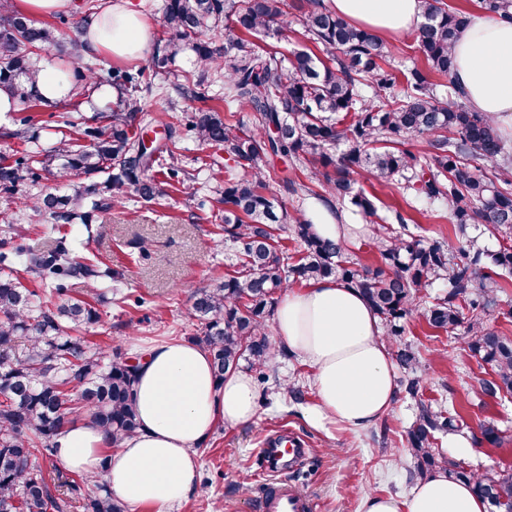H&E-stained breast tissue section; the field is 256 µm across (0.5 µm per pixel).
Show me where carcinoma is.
Masks as SVG:
<instances>
[{
	"instance_id": "1",
	"label": "carcinoma",
	"mask_w": 512,
	"mask_h": 512,
	"mask_svg": "<svg viewBox=\"0 0 512 512\" xmlns=\"http://www.w3.org/2000/svg\"><path fill=\"white\" fill-rule=\"evenodd\" d=\"M479 4L485 13L512 23V0ZM295 8L302 35L325 57L297 49L286 58L246 38L287 37L292 26L287 0H165L166 37L152 64L112 71L118 97L106 128L85 131L91 143L82 146L64 132L72 120L65 117L54 126L52 152L61 160L57 176L105 173L106 179L70 195L49 193L23 202L30 222L79 221L88 229L97 213L132 191L147 200L158 196L157 183L147 176L155 167L168 185L183 183L175 139L182 128L234 162L218 203L239 268L194 300L199 321L194 341L209 352L215 378L246 368L267 381L275 352L264 325L276 294L292 282L332 277L360 292L389 336L400 335L402 322L420 302L426 303L425 317L434 329L451 332L467 324L472 352L494 371L492 379L481 381L482 394H512V336L485 326L498 306L503 274L512 273V154L495 118L469 108L452 79L453 45L470 13L443 0H423V21L413 41L424 68L398 72L381 36L336 15L324 0H298ZM210 20L225 22L222 47L205 34ZM57 33L54 26L14 10L11 0H0V89L24 107L37 97L38 57L64 52ZM188 50L201 76L209 68L224 72V101L253 113L252 127L236 121L232 110L189 113L173 102L159 119L168 129V143L149 147L137 130L145 120L144 99L166 89L169 65ZM433 76L446 80L447 99L438 97ZM365 88L370 94H362ZM416 138L428 148L425 171L405 148ZM342 144L347 149L336 152ZM276 158L310 168L325 203L348 202L371 219L379 266H355L349 243L318 236L304 210L276 211L275 198L266 192ZM45 170L40 152L26 150L12 163L0 164V190L9 192L24 179L35 185ZM361 174L383 185L405 181L417 198L446 205L459 229L483 226L498 248L454 244L443 236L422 240L399 212L398 231L385 220H373V201L356 188ZM275 224L284 225L299 245L291 263L274 235ZM20 271L49 294L27 288ZM116 279L110 267L78 255L64 237L52 245L0 252V512H67L76 501L83 512H124L103 479L79 475L66 484L62 497L34 463L39 455L56 454L55 438L79 410L115 446L138 429L137 359L115 349L106 363L102 349L67 333L99 321L95 306L70 296V286L82 283L104 303L101 286ZM437 279L448 281V294L429 301L422 290ZM396 359L409 373L418 364L410 346L399 348ZM453 430V417L429 405L418 407L407 435L417 459L414 477L444 471L472 482L498 512H512V471L479 476L434 452L436 433ZM92 482L99 493L89 495Z\"/></svg>"
}]
</instances>
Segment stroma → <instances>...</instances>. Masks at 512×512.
Listing matches in <instances>:
<instances>
[{
	"label": "stroma",
	"instance_id": "obj_1",
	"mask_svg": "<svg viewBox=\"0 0 512 512\" xmlns=\"http://www.w3.org/2000/svg\"><path fill=\"white\" fill-rule=\"evenodd\" d=\"M112 106L109 100L93 104L87 96L38 102L28 109L25 125L19 121L21 114L12 112L0 118V156L36 145L48 148L45 129L62 115L82 129L106 126ZM178 145L179 162L188 173L184 184L166 188L153 201L129 195L123 204L99 214L105 226L101 235L91 237L82 225L72 226V238L87 243L90 253L119 275L118 300L100 306V321L74 330L73 338L127 354L155 341L193 339L198 325L192 309L195 292L215 287L232 270L234 248L216 234L221 222L217 198L224 182L213 179L203 163L211 157L224 167L228 160L223 152L183 135ZM90 181L82 174L67 180L47 175L36 187L19 182L14 192H0V212L15 215L26 243H51L59 235L57 225L30 224L22 211L23 198L40 192L68 195ZM358 185L372 195L378 216H412L411 230L420 238L443 235L456 243L476 240L489 251L498 247L483 228L459 229L444 205L416 201L402 185L382 188L363 179ZM385 343L392 351L403 345L418 350L416 395L397 391L392 408L373 426L345 431L315 419L316 394L308 366L295 355H277L270 380L256 385V418L245 425H217L202 442L197 487L175 512H259L265 488L274 481L308 495L313 512H361L368 495L407 498L415 486L407 433L421 402L455 418L454 431L438 434L437 453L471 472L512 469V396L480 394V380L491 378L492 371L471 351L466 327L451 333L431 328L420 303L400 335L386 337ZM291 385L300 387L301 400L288 395ZM486 423L498 428L497 443L484 440L481 427ZM272 435L294 438L305 450L303 459L278 473L265 472L259 450Z\"/></svg>",
	"mask_w": 512,
	"mask_h": 512
}]
</instances>
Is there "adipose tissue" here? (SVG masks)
<instances>
[{"mask_svg": "<svg viewBox=\"0 0 512 512\" xmlns=\"http://www.w3.org/2000/svg\"><path fill=\"white\" fill-rule=\"evenodd\" d=\"M351 23L383 34H407L422 20L421 0H330ZM83 53L126 59L149 48L152 34L118 0L82 16ZM453 79L476 111L512 130V24L476 13L454 44ZM273 329L282 344L312 371L315 416L357 432L392 406L396 373L380 319L361 294L333 278L289 290L276 308ZM140 368L133 404L139 428L120 446L89 420L69 424L56 438V456L71 471L102 476L130 512L149 506L172 512L197 486L198 447L217 424L236 426L256 415L250 373L216 381L208 353L185 341L138 349ZM364 512H487L472 483L439 472L399 500L370 495Z\"/></svg>", "mask_w": 512, "mask_h": 512, "instance_id": "obj_1", "label": "adipose tissue"}]
</instances>
